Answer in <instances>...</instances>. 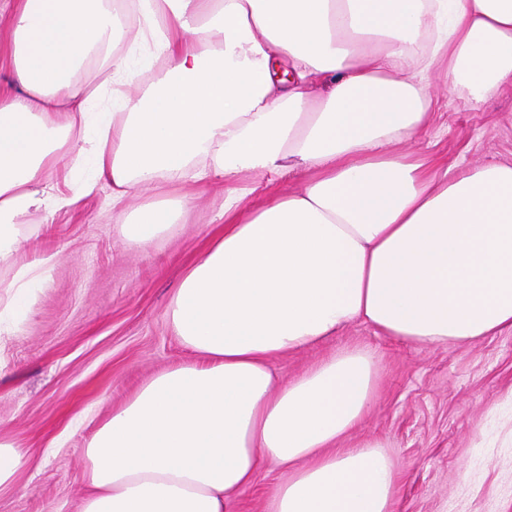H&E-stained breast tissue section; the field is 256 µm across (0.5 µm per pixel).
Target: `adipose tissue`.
Returning a JSON list of instances; mask_svg holds the SVG:
<instances>
[{"mask_svg":"<svg viewBox=\"0 0 512 512\" xmlns=\"http://www.w3.org/2000/svg\"><path fill=\"white\" fill-rule=\"evenodd\" d=\"M13 81L0 89V337L26 318L46 259L21 251L18 220L112 189L205 182L241 170L302 172L301 190L243 212L181 276L165 318L193 360L113 410L86 447L82 512H231L237 492L281 472L264 512H394L395 464L350 443L377 388V361L347 346L289 381L276 358L360 319L382 334L459 345L512 330V163L455 172L394 145L423 129L429 71L483 103L512 85V0H0ZM161 34L165 77L122 100L112 123L78 82L100 63L135 78L119 42ZM433 33L428 52L420 38ZM82 143L94 175L78 193L53 173ZM210 158L211 167L193 170ZM184 203L113 215L124 238L171 232Z\"/></svg>","mask_w":512,"mask_h":512,"instance_id":"obj_1","label":"adipose tissue"}]
</instances>
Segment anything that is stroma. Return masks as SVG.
Returning a JSON list of instances; mask_svg holds the SVG:
<instances>
[{
  "label": "stroma",
  "instance_id": "35a3bbf8",
  "mask_svg": "<svg viewBox=\"0 0 512 512\" xmlns=\"http://www.w3.org/2000/svg\"><path fill=\"white\" fill-rule=\"evenodd\" d=\"M139 95L167 70L152 42L116 49ZM432 116L421 138L397 143L448 167L512 163V86L484 103L431 74ZM303 175L278 179L243 171L200 184L157 182L150 192L113 206L100 192L73 211L19 218L28 258L50 265L29 317L0 345V441L28 464L0 492V512H81L89 492L85 447L113 408L157 372L188 360L165 306L184 268L224 225L227 190L251 209ZM169 197L187 200L184 224L145 244L126 241L113 209L132 214ZM359 345L378 363L374 404L359 432L380 441L397 469L395 512H512V331L462 346H417L355 321L335 339L273 364L289 380L337 349Z\"/></svg>",
  "mask_w": 512,
  "mask_h": 512
}]
</instances>
